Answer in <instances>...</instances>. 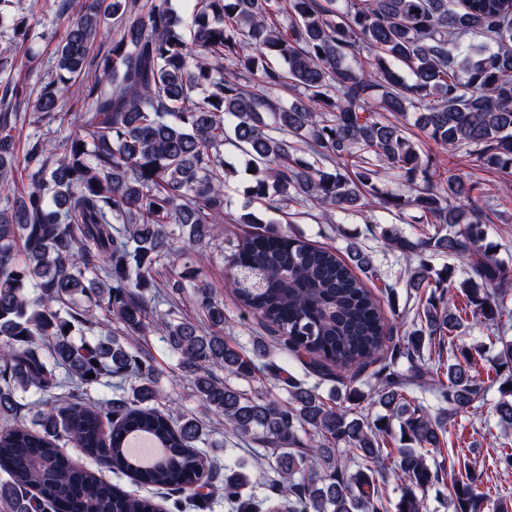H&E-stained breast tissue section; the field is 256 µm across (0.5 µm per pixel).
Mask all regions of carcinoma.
Instances as JSON below:
<instances>
[{
	"mask_svg": "<svg viewBox=\"0 0 512 512\" xmlns=\"http://www.w3.org/2000/svg\"><path fill=\"white\" fill-rule=\"evenodd\" d=\"M70 11L53 79L34 90L0 62V500L19 512H156L151 499L73 462L66 443L138 485L216 489L203 425L163 407L153 358L139 343L156 327L227 433L264 450L259 500L238 461L224 457L220 491L235 512H380L389 473L400 482L395 512H422L439 479L430 454L494 385L497 423L512 427V339L504 337L512 268L487 246L482 184L447 175L400 119L413 115L448 158L465 152L512 191V0H196L185 19L168 0L58 3V13ZM109 18L119 34L99 57L95 40ZM476 32L494 46H461ZM271 55L287 70L269 64ZM75 83L79 129L60 139L35 133L18 157L16 113L57 112ZM283 88L298 94L287 106L276 96ZM226 144L254 173L248 200L275 210L326 215L379 204L422 213L430 237L396 225L380 231L412 263L409 287L430 289L406 336L394 334L334 252L277 230L237 245L227 282L267 335L249 349L224 335V305L187 255L220 233ZM384 170L408 191L381 189ZM428 252L464 262L467 278L457 284L451 268L434 270ZM188 286L204 325L153 305ZM455 286L462 315L447 298ZM98 311L117 333L76 340ZM470 319L498 347L485 380L471 369L486 345L454 336ZM444 335L446 364L424 356ZM274 349L282 362L271 359ZM290 360L342 388L324 398L292 374ZM378 361L365 392L356 382ZM264 376L288 397L262 386ZM113 378L120 394L90 395ZM31 388L41 394L33 426L17 425V392ZM364 402L386 414L371 421L351 412ZM395 421L402 445L392 453ZM136 434L164 449L148 467L127 453ZM483 478L469 466L455 474L449 512H512L511 499L479 491Z\"/></svg>",
	"mask_w": 512,
	"mask_h": 512,
	"instance_id": "obj_1",
	"label": "carcinoma"
}]
</instances>
